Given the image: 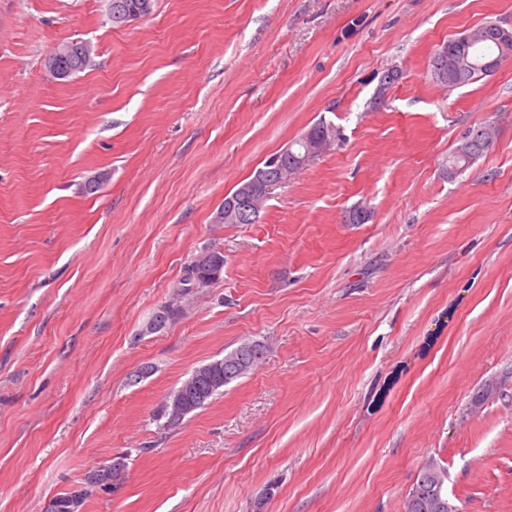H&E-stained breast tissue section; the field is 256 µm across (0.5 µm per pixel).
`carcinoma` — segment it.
Returning a JSON list of instances; mask_svg holds the SVG:
<instances>
[{
  "mask_svg": "<svg viewBox=\"0 0 512 512\" xmlns=\"http://www.w3.org/2000/svg\"><path fill=\"white\" fill-rule=\"evenodd\" d=\"M155 6V0H110L109 17L112 25L121 27L127 14L139 13L145 17L150 15ZM94 65L92 48L88 45L77 44L67 53L52 58V67L69 77L75 73L83 72ZM465 150L454 149L448 155V168L458 171L467 168L476 162L491 147L492 143L485 139L483 124L468 130L465 138L460 140ZM206 278L212 282L221 278L213 274L211 268L195 269L188 265L179 282L182 291H189L197 284V278ZM262 347L259 344L244 343L225 354L223 357L212 360L194 368L200 373L198 377L199 389L176 388L161 405L157 418L165 419V425H174L187 415L205 407L215 396L224 391V386L246 375L261 360ZM126 470V463L121 456L88 475L87 485L64 492L49 501L46 512H76L89 490L94 487L115 490L122 482ZM446 469L428 461L421 466L417 479L410 489L405 502L404 512H448L450 501L444 489L446 483Z\"/></svg>",
  "mask_w": 512,
  "mask_h": 512,
  "instance_id": "cac0c4a2",
  "label": "carcinoma"
}]
</instances>
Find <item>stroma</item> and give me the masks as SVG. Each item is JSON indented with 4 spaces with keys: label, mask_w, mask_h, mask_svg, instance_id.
Returning a JSON list of instances; mask_svg holds the SVG:
<instances>
[{
    "label": "stroma",
    "mask_w": 512,
    "mask_h": 512,
    "mask_svg": "<svg viewBox=\"0 0 512 512\" xmlns=\"http://www.w3.org/2000/svg\"><path fill=\"white\" fill-rule=\"evenodd\" d=\"M107 7L0 0V512L120 455L78 512H404L429 460L459 512H512V57L451 92L427 70L512 29V0H156L121 28ZM72 40L95 65L56 79ZM322 120L338 139L257 223H217ZM485 121L494 145L449 176ZM209 248L220 279L178 299ZM245 342L254 370L156 419ZM483 34L484 29L482 27H478L474 30L467 31L462 33L460 36H458L456 39L453 38L451 40H448V42L444 43L447 44L444 47H442L437 54L436 57V64L435 62V53L430 57L429 63H428V70L429 75L433 81L436 83L441 84L440 81L435 79L433 71L438 74V76L445 81V85L448 86V90H454L461 86V80L463 78L462 75V69L466 68L467 66H470L472 64V58H474L477 54V49L479 44L483 40ZM455 39V40H454ZM454 40V41H453ZM451 43L450 48H448V43ZM448 49L450 53H452V66L453 69L456 71V75L454 76V72L448 69ZM436 68L434 69V67ZM448 69V78L446 79V70ZM454 76V77H452ZM452 77V78H451Z\"/></svg>",
    "instance_id": "stroma-1"
}]
</instances>
